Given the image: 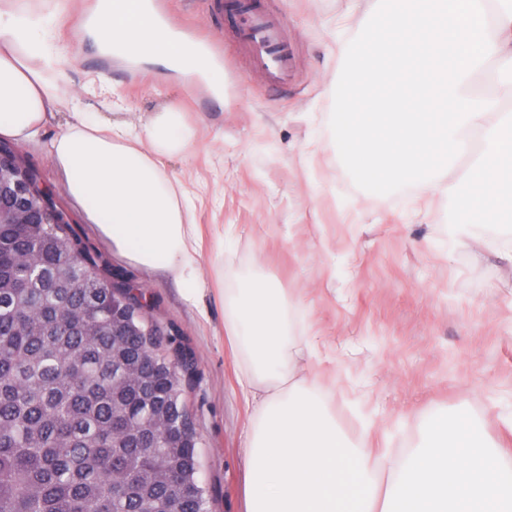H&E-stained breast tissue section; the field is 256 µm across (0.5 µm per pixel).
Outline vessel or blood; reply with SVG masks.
<instances>
[{
	"mask_svg": "<svg viewBox=\"0 0 512 512\" xmlns=\"http://www.w3.org/2000/svg\"><path fill=\"white\" fill-rule=\"evenodd\" d=\"M210 7L224 29V42L211 44L212 53L222 54L224 43H231L251 69L263 73L267 88L283 91L294 85V48L269 0H211Z\"/></svg>",
	"mask_w": 512,
	"mask_h": 512,
	"instance_id": "vessel-or-blood-1",
	"label": "vessel or blood"
}]
</instances>
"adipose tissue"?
Masks as SVG:
<instances>
[{
    "label": "adipose tissue",
    "instance_id": "obj_1",
    "mask_svg": "<svg viewBox=\"0 0 512 512\" xmlns=\"http://www.w3.org/2000/svg\"><path fill=\"white\" fill-rule=\"evenodd\" d=\"M66 21L57 0H0V137L36 136L69 101L49 149L66 191L117 250L194 296L197 226L166 163L188 150L195 131L173 103L139 129L86 111L59 62ZM89 29L103 51L119 42L135 59L188 77L209 70L153 22L144 0H102ZM304 316L260 277L224 294L225 339L253 407L246 512H512V452L488 441L475 415L432 416L397 460L347 440L323 400Z\"/></svg>",
    "mask_w": 512,
    "mask_h": 512
}]
</instances>
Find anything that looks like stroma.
<instances>
[{"mask_svg":"<svg viewBox=\"0 0 512 512\" xmlns=\"http://www.w3.org/2000/svg\"><path fill=\"white\" fill-rule=\"evenodd\" d=\"M374 0H277L296 45L300 86L286 94L243 73L226 52L214 81L186 83L162 63L134 65L103 56L72 35L63 61L71 86L93 111L143 125L180 105L194 146L167 164L195 198L203 246L202 293L130 262L89 224L48 159L69 110L14 149L70 216L106 268L138 286L173 353H187L184 400L199 441L198 478L211 512H244V437L251 409L224 340V291L261 265L302 303L316 336L323 397L351 439L371 433L382 447L414 441L433 415L493 407L487 437L512 446V267L483 249L449 239V201L419 185L390 195L358 188L343 166L330 117L342 69L339 31L362 29ZM175 23L224 31L207 0H167ZM100 84L87 86L88 77Z\"/></svg>","mask_w":512,"mask_h":512,"instance_id":"obj_1","label":"stroma"}]
</instances>
